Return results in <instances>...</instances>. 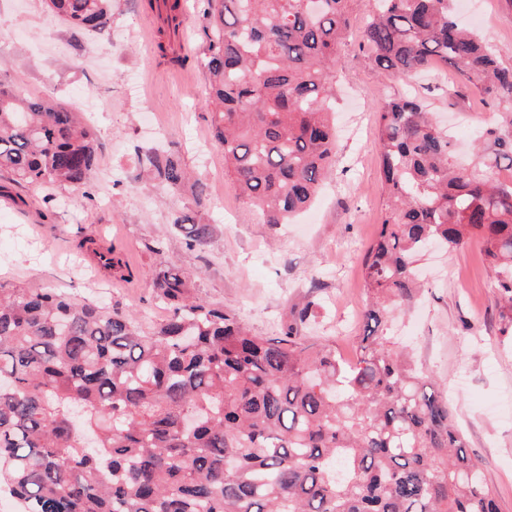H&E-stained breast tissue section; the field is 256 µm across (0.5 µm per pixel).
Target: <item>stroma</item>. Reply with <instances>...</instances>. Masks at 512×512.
I'll return each mask as SVG.
<instances>
[{"instance_id":"stroma-1","label":"stroma","mask_w":512,"mask_h":512,"mask_svg":"<svg viewBox=\"0 0 512 512\" xmlns=\"http://www.w3.org/2000/svg\"><path fill=\"white\" fill-rule=\"evenodd\" d=\"M182 24L169 33L158 0H114L111 29L79 32L51 15L44 0H0V66L36 98L86 112L98 134L87 193L11 184L0 172V285L56 290L133 315L141 327L165 321L153 286L166 264L193 274L192 296L235 314L259 336L279 335L306 295L320 305L317 335L355 356L365 305L363 257L376 237L385 196L375 111L392 97L422 95L448 118L467 153L493 107L443 66L421 79L380 73L357 35L374 0H359L339 48L337 161L313 207L291 224H267L239 198L225 174L207 106L208 19L204 0H181ZM479 30L512 65V0H472ZM175 153L205 188L158 192L145 186L141 159ZM178 215L209 224L208 246L191 251L173 225ZM115 246L124 272L95 267L90 245ZM423 294L391 325L424 381L443 387L463 427L467 451L483 469L500 512H512V338L500 335L483 245L427 254ZM318 289H311V279Z\"/></svg>"}]
</instances>
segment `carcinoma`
<instances>
[{"mask_svg":"<svg viewBox=\"0 0 512 512\" xmlns=\"http://www.w3.org/2000/svg\"><path fill=\"white\" fill-rule=\"evenodd\" d=\"M207 0V67L217 144L234 188L268 224L309 208L336 164L338 47L353 0ZM359 43L387 75L434 62L496 107L477 160H454L419 96L376 113L387 208L363 259L358 356L301 333L256 336L190 295L176 265L154 279L171 309L144 332L129 314L66 294L0 285V483L24 512H498L443 391L422 381L387 324L422 287L418 257L473 238L484 246L512 337V66L462 27L451 0H377ZM82 31L112 0H47ZM97 135L76 112L32 98L0 67V171L83 191ZM177 191L180 159H141ZM198 249L210 224L173 220Z\"/></svg>","mask_w":512,"mask_h":512,"instance_id":"obj_1","label":"carcinoma"}]
</instances>
